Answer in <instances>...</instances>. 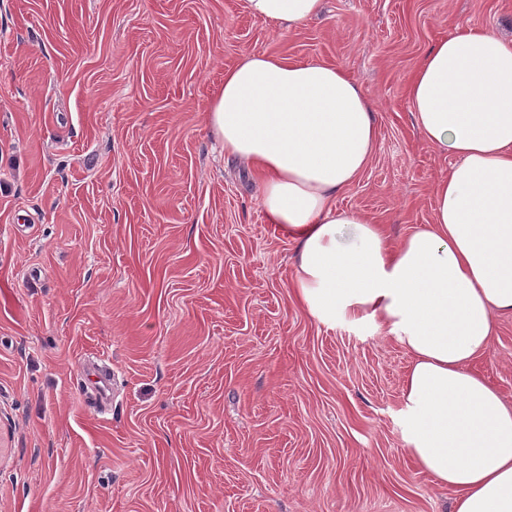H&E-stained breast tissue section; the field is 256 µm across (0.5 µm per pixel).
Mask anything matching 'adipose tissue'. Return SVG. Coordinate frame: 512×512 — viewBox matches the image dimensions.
<instances>
[{
    "label": "adipose tissue",
    "mask_w": 512,
    "mask_h": 512,
    "mask_svg": "<svg viewBox=\"0 0 512 512\" xmlns=\"http://www.w3.org/2000/svg\"><path fill=\"white\" fill-rule=\"evenodd\" d=\"M246 6L293 27L324 0ZM406 94L423 137L456 162L433 185L431 224L395 245L368 216L334 204L378 137L373 105L343 67L245 55L225 69L204 121L260 177L269 223L293 236L308 313L388 328L410 354L408 452L454 492L453 512H512V406L471 369L496 316L512 312V37L463 28L429 49Z\"/></svg>",
    "instance_id": "obj_1"
}]
</instances>
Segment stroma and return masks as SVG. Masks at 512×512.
Segmentation results:
<instances>
[{
	"label": "stroma",
	"mask_w": 512,
	"mask_h": 512,
	"mask_svg": "<svg viewBox=\"0 0 512 512\" xmlns=\"http://www.w3.org/2000/svg\"><path fill=\"white\" fill-rule=\"evenodd\" d=\"M463 24L512 35V0H325L289 30L246 0H0V512H451L407 452L409 355L300 305L202 117L245 54L342 66L378 140L336 205L400 239L455 162L407 80ZM472 368L512 405V314ZM84 376L88 382L87 384H90L96 392V400L100 403L107 400V392L111 389L112 372L107 368L93 365L84 372Z\"/></svg>",
	"instance_id": "35a3bbf8"
}]
</instances>
